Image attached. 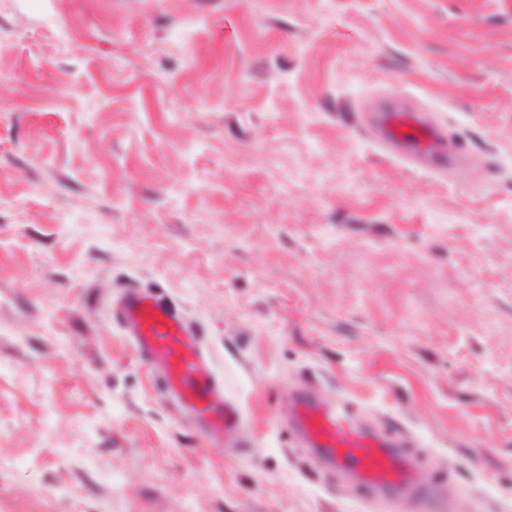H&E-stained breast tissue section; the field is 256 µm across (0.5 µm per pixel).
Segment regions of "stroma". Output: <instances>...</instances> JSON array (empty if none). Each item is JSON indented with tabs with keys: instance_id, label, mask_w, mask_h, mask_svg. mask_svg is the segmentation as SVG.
<instances>
[{
	"instance_id": "obj_1",
	"label": "stroma",
	"mask_w": 512,
	"mask_h": 512,
	"mask_svg": "<svg viewBox=\"0 0 512 512\" xmlns=\"http://www.w3.org/2000/svg\"><path fill=\"white\" fill-rule=\"evenodd\" d=\"M391 101L470 163L399 158ZM129 286L242 448L165 398ZM309 386L512 512V0H0V512H386L292 435ZM117 313L138 352L165 376L167 398L175 399L228 448L241 446V412L224 395V384L184 313L164 298L134 288L120 296Z\"/></svg>"
}]
</instances>
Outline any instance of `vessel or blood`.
I'll return each instance as SVG.
<instances>
[{
    "label": "vessel or blood",
    "mask_w": 512,
    "mask_h": 512,
    "mask_svg": "<svg viewBox=\"0 0 512 512\" xmlns=\"http://www.w3.org/2000/svg\"><path fill=\"white\" fill-rule=\"evenodd\" d=\"M377 128L382 139L412 162L441 167L448 161L438 133L412 113L384 109ZM117 313L138 352L164 375L168 397L225 446L239 447L243 437L241 412L225 396L198 332L184 313L164 298L134 288L121 295ZM289 420L305 446L318 449L330 464L363 487L370 499L417 507L433 501L439 512H446L447 502L421 485L415 467L396 451L394 441L386 433L360 424L345 401H322L311 392L300 393Z\"/></svg>",
    "instance_id": "obj_1"
}]
</instances>
